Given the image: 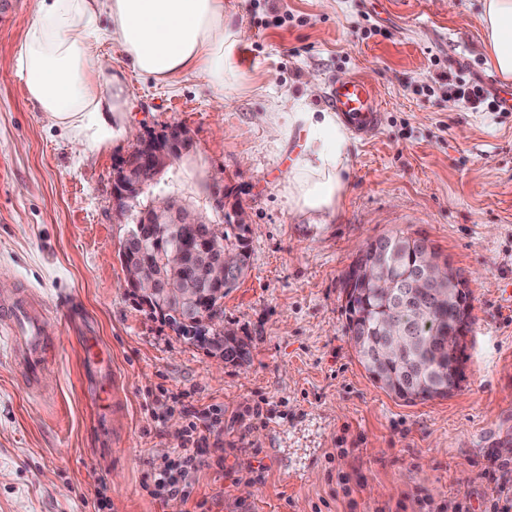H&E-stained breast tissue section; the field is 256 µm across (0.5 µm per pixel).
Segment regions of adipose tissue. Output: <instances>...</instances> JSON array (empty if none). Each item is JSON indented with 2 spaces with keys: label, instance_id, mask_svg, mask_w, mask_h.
Here are the masks:
<instances>
[{
  "label": "adipose tissue",
  "instance_id": "1",
  "mask_svg": "<svg viewBox=\"0 0 512 512\" xmlns=\"http://www.w3.org/2000/svg\"><path fill=\"white\" fill-rule=\"evenodd\" d=\"M487 64L512 79V0H482ZM117 41L132 68L167 83L193 73L215 91L238 84L245 31L224 0H38L20 43L18 72L27 99L84 151L125 138L124 80L97 47ZM266 123L279 140L298 139L288 176V205L311 224L336 212L349 184L354 140L335 112H274Z\"/></svg>",
  "mask_w": 512,
  "mask_h": 512
}]
</instances>
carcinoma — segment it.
<instances>
[{
    "mask_svg": "<svg viewBox=\"0 0 512 512\" xmlns=\"http://www.w3.org/2000/svg\"><path fill=\"white\" fill-rule=\"evenodd\" d=\"M145 206L146 203L137 194L132 200L120 204V216L130 224L129 230L133 234L123 240L119 257L126 263L145 265L155 280H176L188 288L197 289L196 310L192 315L182 321L169 312L161 315V319L177 332L196 339L201 335V321L223 313L224 294L237 286L248 269L246 234L249 227L246 224L231 223L228 214L223 215L222 223L216 225L214 237L219 246L223 249L242 250L243 265L238 273L215 283L205 278L194 261L198 242L196 225L174 224L151 236H142L135 220ZM382 239L389 244L387 261L395 265L399 275L415 284L414 298L426 310V314L420 319H414L408 309L386 299L379 289L355 285L352 291L345 292L346 332L369 377L375 378L379 371L386 375L390 382L386 389L389 395L407 404L444 399L450 396V392L438 391V385L447 377L455 391L464 380V374L448 376V352L443 350L442 341L456 323L460 304L471 306L472 293L465 290L461 292L462 303L453 302L448 299L447 285L426 276L419 246L426 239L415 238L401 231L384 235ZM174 250L179 254L175 265L160 262V252ZM387 319L395 320L407 328V348L381 361L376 358L381 348L377 325ZM211 343L224 348V360L228 362L242 364L249 359L248 345L236 337L224 340L214 337Z\"/></svg>",
    "mask_w": 512,
    "mask_h": 512,
    "instance_id": "cac0c4a2",
    "label": "carcinoma"
}]
</instances>
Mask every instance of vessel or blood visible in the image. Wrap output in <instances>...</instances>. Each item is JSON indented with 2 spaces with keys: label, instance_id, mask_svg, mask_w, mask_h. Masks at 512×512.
<instances>
[{
  "label": "vessel or blood",
  "instance_id": "obj_1",
  "mask_svg": "<svg viewBox=\"0 0 512 512\" xmlns=\"http://www.w3.org/2000/svg\"><path fill=\"white\" fill-rule=\"evenodd\" d=\"M327 100L355 132L369 134L378 127L381 112L378 93L362 78L330 83ZM42 313V305L25 296L0 302V326L9 328L7 342L14 360L32 386L37 385L49 363V342L40 332Z\"/></svg>",
  "mask_w": 512,
  "mask_h": 512
}]
</instances>
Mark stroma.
Returning a JSON list of instances; mask_svg holds the SVG:
<instances>
[{"mask_svg": "<svg viewBox=\"0 0 512 512\" xmlns=\"http://www.w3.org/2000/svg\"><path fill=\"white\" fill-rule=\"evenodd\" d=\"M37 0H0V297L45 308L51 361L30 389L0 342V512H485L490 461L512 459V112L449 101L447 72L492 88L480 0H244L241 88L199 76L161 84L100 45L129 93L128 135L90 153L27 102L16 58ZM360 76L382 105L357 135L351 180L326 223L297 219L287 142L261 118L329 111L328 85ZM171 124L189 155L167 174L209 208L245 211L250 269L222 323L248 344L218 360L125 285L112 179L137 136ZM426 237L469 281L465 379L408 405L370 379L346 333L343 274L366 243ZM115 362L121 400L102 436L83 394L80 338ZM206 442L179 457L189 423ZM187 500H164L157 469Z\"/></svg>", "mask_w": 512, "mask_h": 512, "instance_id": "stroma-1", "label": "stroma"}]
</instances>
